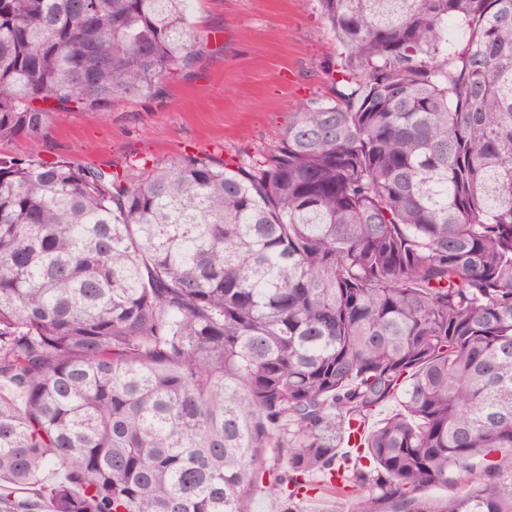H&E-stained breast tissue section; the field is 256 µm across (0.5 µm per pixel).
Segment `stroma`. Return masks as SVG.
Here are the masks:
<instances>
[{"mask_svg":"<svg viewBox=\"0 0 512 512\" xmlns=\"http://www.w3.org/2000/svg\"><path fill=\"white\" fill-rule=\"evenodd\" d=\"M190 20L209 53L192 76H168L163 101L53 113L39 140L0 142V156L37 151L120 171L193 152L247 166L274 148L301 104L335 99L342 48L317 0H191Z\"/></svg>","mask_w":512,"mask_h":512,"instance_id":"1","label":"stroma"}]
</instances>
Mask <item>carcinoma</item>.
<instances>
[{
	"label": "carcinoma",
	"mask_w": 512,
	"mask_h": 512,
	"mask_svg": "<svg viewBox=\"0 0 512 512\" xmlns=\"http://www.w3.org/2000/svg\"><path fill=\"white\" fill-rule=\"evenodd\" d=\"M317 2L336 100L246 168L0 158V512H246L268 449L286 512H512V0ZM188 8L0 0V140L164 96ZM356 500L352 498H334L323 495L311 500H301L298 510L301 512H354Z\"/></svg>",
	"instance_id": "obj_1"
}]
</instances>
